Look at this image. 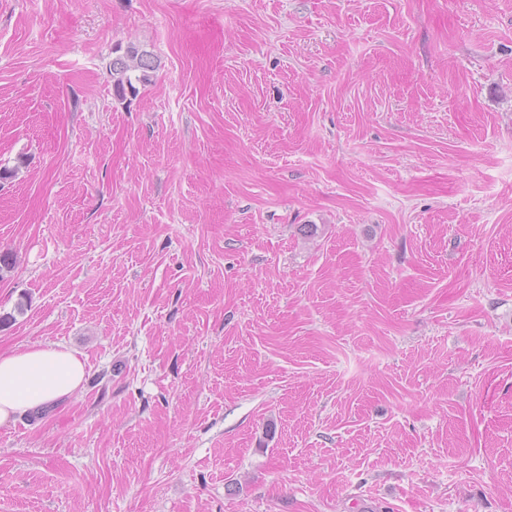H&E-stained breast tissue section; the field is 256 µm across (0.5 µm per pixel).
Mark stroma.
I'll return each mask as SVG.
<instances>
[{
  "instance_id": "1",
  "label": "stroma",
  "mask_w": 512,
  "mask_h": 512,
  "mask_svg": "<svg viewBox=\"0 0 512 512\" xmlns=\"http://www.w3.org/2000/svg\"><path fill=\"white\" fill-rule=\"evenodd\" d=\"M0 168V512H512V0H0ZM113 53L116 54L110 64L113 95L120 99L126 98L128 93L133 96L137 91L133 84V76L139 82L149 80V72L156 68L155 58L150 51L132 42L124 49L121 45L117 46ZM136 72L139 75H135ZM86 362L61 343L0 352V425L36 407L68 400L83 387Z\"/></svg>"
}]
</instances>
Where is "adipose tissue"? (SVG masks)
I'll return each instance as SVG.
<instances>
[{
	"label": "adipose tissue",
	"instance_id": "adipose-tissue-1",
	"mask_svg": "<svg viewBox=\"0 0 512 512\" xmlns=\"http://www.w3.org/2000/svg\"><path fill=\"white\" fill-rule=\"evenodd\" d=\"M85 376L83 357L60 343L0 352V425L69 399L82 388Z\"/></svg>",
	"mask_w": 512,
	"mask_h": 512
}]
</instances>
